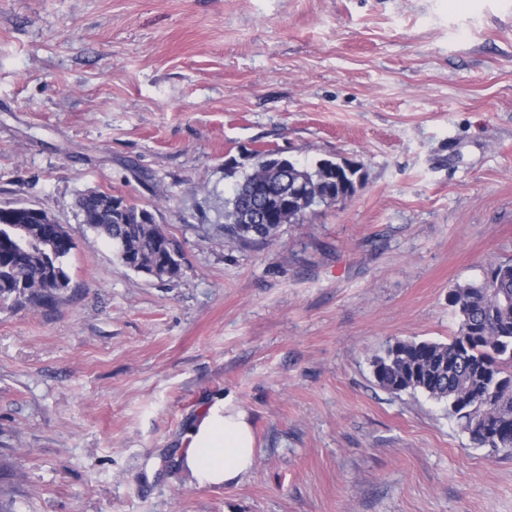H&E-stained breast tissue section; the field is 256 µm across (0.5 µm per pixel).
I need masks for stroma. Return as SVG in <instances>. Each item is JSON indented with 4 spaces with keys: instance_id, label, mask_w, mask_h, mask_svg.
<instances>
[{
    "instance_id": "1",
    "label": "stroma",
    "mask_w": 512,
    "mask_h": 512,
    "mask_svg": "<svg viewBox=\"0 0 512 512\" xmlns=\"http://www.w3.org/2000/svg\"><path fill=\"white\" fill-rule=\"evenodd\" d=\"M360 166L271 244L224 236L252 156ZM103 191L181 246L123 265ZM69 226L53 307L0 305L12 512H512V454L446 402L378 386L398 340L448 342V293L512 260V0H0V204ZM256 465L178 463L214 401Z\"/></svg>"
}]
</instances>
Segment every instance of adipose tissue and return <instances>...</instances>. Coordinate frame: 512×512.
Returning a JSON list of instances; mask_svg holds the SVG:
<instances>
[{"mask_svg":"<svg viewBox=\"0 0 512 512\" xmlns=\"http://www.w3.org/2000/svg\"><path fill=\"white\" fill-rule=\"evenodd\" d=\"M182 467L198 486L242 481L255 464V438L246 411L218 397L190 427Z\"/></svg>","mask_w":512,"mask_h":512,"instance_id":"1","label":"adipose tissue"}]
</instances>
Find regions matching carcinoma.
<instances>
[{
    "label": "carcinoma",
    "mask_w": 512,
    "mask_h": 512,
    "mask_svg": "<svg viewBox=\"0 0 512 512\" xmlns=\"http://www.w3.org/2000/svg\"><path fill=\"white\" fill-rule=\"evenodd\" d=\"M252 171L224 204V234L243 244H267L284 224H301L311 207L328 196L355 193L358 171L341 167L296 165L282 173L257 151ZM80 223L102 236L127 267L158 268L162 278L181 271L182 258L166 248L167 235L140 216L148 210L134 203L120 211L97 210L96 201L77 199ZM41 233L57 242L56 256H45L41 242L23 228L0 225V300L51 306L68 288L65 262L76 241L62 224H43ZM448 307L459 331L447 343L403 340L373 361L374 377L391 393H423L448 402V414L472 441L494 450L512 451V263L488 262L481 275L448 292Z\"/></svg>",
    "instance_id": "carcinoma-1"
}]
</instances>
